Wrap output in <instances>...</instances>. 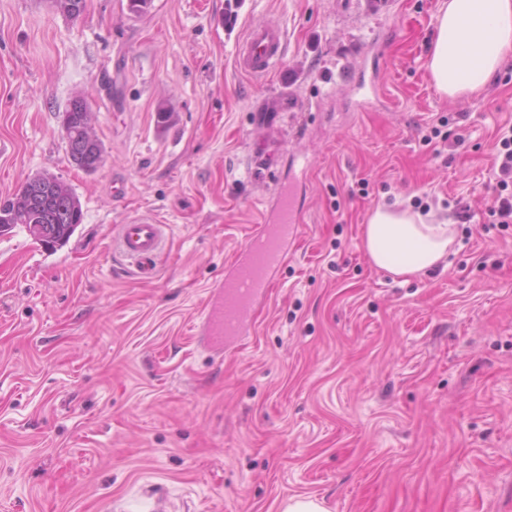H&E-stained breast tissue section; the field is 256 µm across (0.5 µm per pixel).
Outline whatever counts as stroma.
Returning a JSON list of instances; mask_svg holds the SVG:
<instances>
[{
	"label": "stroma",
	"instance_id": "35a3bbf8",
	"mask_svg": "<svg viewBox=\"0 0 512 512\" xmlns=\"http://www.w3.org/2000/svg\"><path fill=\"white\" fill-rule=\"evenodd\" d=\"M439 3L0 0V197L48 172L84 211L62 246L0 236V512H512V223L488 216L512 58L440 93ZM269 19L288 49L260 83L235 49ZM78 94L91 174L66 154ZM290 184L301 234L248 334L213 347L211 287ZM398 199L454 222L447 268L369 261L362 226ZM142 215L167 226L147 281L110 247ZM69 117V132L66 136V153L69 161L85 172H95L104 159V147L92 129V113L87 99L74 96L63 114Z\"/></svg>",
	"mask_w": 512,
	"mask_h": 512
}]
</instances>
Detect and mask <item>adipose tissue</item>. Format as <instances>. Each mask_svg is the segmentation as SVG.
<instances>
[{
	"label": "adipose tissue",
	"mask_w": 512,
	"mask_h": 512,
	"mask_svg": "<svg viewBox=\"0 0 512 512\" xmlns=\"http://www.w3.org/2000/svg\"><path fill=\"white\" fill-rule=\"evenodd\" d=\"M427 67L444 94L481 91L512 55V0H443ZM455 227L397 200L376 206L362 245L375 266L415 276L447 266Z\"/></svg>",
	"instance_id": "obj_1"
}]
</instances>
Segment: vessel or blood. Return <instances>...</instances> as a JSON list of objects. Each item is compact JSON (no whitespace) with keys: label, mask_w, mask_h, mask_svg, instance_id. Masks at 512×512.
Masks as SVG:
<instances>
[{"label":"vessel or blood","mask_w":512,"mask_h":512,"mask_svg":"<svg viewBox=\"0 0 512 512\" xmlns=\"http://www.w3.org/2000/svg\"><path fill=\"white\" fill-rule=\"evenodd\" d=\"M288 43L285 27L276 20L250 26L236 47V66L256 78L271 76ZM303 222L292 193H285L256 225L230 267L221 290L208 303L206 323L214 341L234 339L251 325L256 301L265 296L274 274L286 263L288 248ZM165 227L145 217L118 225L111 246L142 278L153 276L164 249Z\"/></svg>","instance_id":"1"}]
</instances>
